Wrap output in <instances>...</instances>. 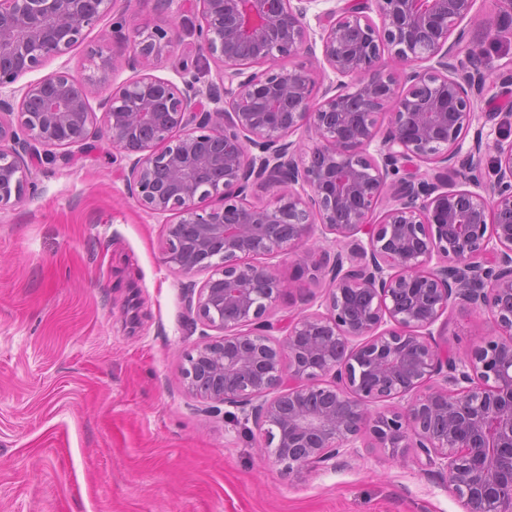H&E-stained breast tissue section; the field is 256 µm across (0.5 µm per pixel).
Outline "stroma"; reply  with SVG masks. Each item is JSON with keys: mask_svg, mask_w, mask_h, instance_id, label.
<instances>
[{"mask_svg": "<svg viewBox=\"0 0 512 512\" xmlns=\"http://www.w3.org/2000/svg\"><path fill=\"white\" fill-rule=\"evenodd\" d=\"M183 26L153 63L175 79L193 60L196 0H177ZM498 0H477L464 51L512 61V30L486 35ZM157 0H117L86 40L46 65L96 74L90 49L128 54L139 33L165 25ZM126 162L107 144L69 164L34 167L33 195L0 209V512H466L415 452L394 461L358 447L334 464L286 476L261 456L253 424L212 417L186 389L185 357L199 343L185 297L205 272L162 261L173 216L144 211ZM274 262L287 283L269 311L280 324L319 311L324 285ZM488 313L463 306L433 325L468 354Z\"/></svg>", "mask_w": 512, "mask_h": 512, "instance_id": "obj_1", "label": "stroma"}]
</instances>
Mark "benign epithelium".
<instances>
[{"instance_id":"1","label":"benign epithelium","mask_w":512,"mask_h":512,"mask_svg":"<svg viewBox=\"0 0 512 512\" xmlns=\"http://www.w3.org/2000/svg\"><path fill=\"white\" fill-rule=\"evenodd\" d=\"M116 2L0 0V207L35 191L31 167L107 142L128 161L138 205L177 218L165 265L208 272L189 290L188 319L222 337L186 357L193 394L239 409L289 474L359 441L394 460L413 448L468 512H512V112H479L487 94L512 95V61L488 68L463 53L477 0H348L315 15L316 31L317 0H197L196 52L217 66L216 86L186 61L178 83L147 72L172 20L121 62L90 52L101 81L134 73L100 100L101 120L95 81L65 67L14 87ZM304 52L338 77L319 96L316 67L283 64ZM299 131L307 152L289 140ZM256 184L278 188L272 204L247 200ZM318 228L340 249L307 248L298 267L328 282L325 311L279 339L268 313L287 283L270 259ZM456 305L492 316L467 360L431 331Z\"/></svg>"}]
</instances>
